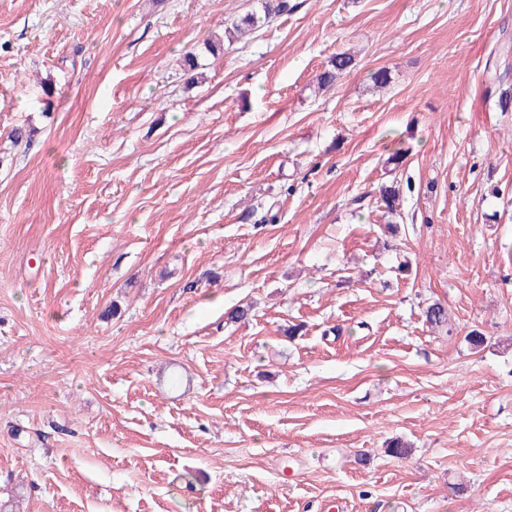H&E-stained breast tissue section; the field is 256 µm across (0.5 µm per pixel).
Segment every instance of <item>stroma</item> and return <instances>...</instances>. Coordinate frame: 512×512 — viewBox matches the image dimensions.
I'll return each instance as SVG.
<instances>
[{
	"instance_id": "stroma-1",
	"label": "stroma",
	"mask_w": 512,
	"mask_h": 512,
	"mask_svg": "<svg viewBox=\"0 0 512 512\" xmlns=\"http://www.w3.org/2000/svg\"><path fill=\"white\" fill-rule=\"evenodd\" d=\"M291 3L0 0L10 512H512V0ZM263 9V21L256 13H247L235 22L232 28H226L224 31V41H214L207 39L204 42L205 50L211 55L224 53L225 40L231 45L236 40V36L244 35L248 31H254L263 24L268 23L273 17L290 10L288 0H261ZM354 57L347 52L336 53L332 58L330 68L324 69L316 78L318 88H330L337 77L348 71L354 65Z\"/></svg>"
}]
</instances>
